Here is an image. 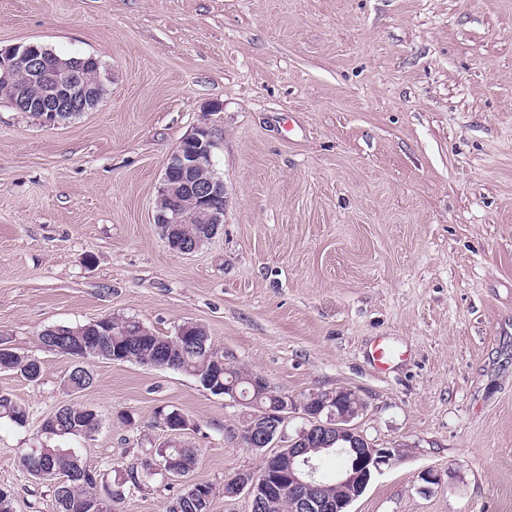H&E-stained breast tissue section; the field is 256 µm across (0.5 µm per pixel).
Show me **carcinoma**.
I'll return each instance as SVG.
<instances>
[{"label":"carcinoma","instance_id":"carcinoma-1","mask_svg":"<svg viewBox=\"0 0 512 512\" xmlns=\"http://www.w3.org/2000/svg\"><path fill=\"white\" fill-rule=\"evenodd\" d=\"M80 60L83 61L82 71L86 85L94 89L96 96L105 97L106 87L100 76V61L93 55H84ZM17 70L18 73L12 79L0 81V96L13 104L17 100L19 90L24 89L31 99L39 98V87L30 82L22 67H17ZM183 202L186 221L178 225L174 237L181 243L199 246L217 234L218 228L214 224L203 222L200 211L195 207L191 197H185ZM98 329L103 330L105 339L98 349L88 352V361L109 360L119 351L125 353L128 362L148 367L167 358L172 363V369L197 378L201 385L214 395L219 394L227 384L250 408L268 407L276 401L272 393L255 387L253 380L256 374L230 366L220 368L215 362V355L208 353V350L198 345H188L180 340L178 335L160 336L135 319L107 317L101 325L92 322L79 325L56 324L45 328L39 335V340L48 346L68 347L78 343L80 339L95 335ZM0 371H17L30 381H37L43 375L39 363L21 365L17 361H5L0 366ZM50 418L52 422L45 432L57 437L90 439L99 426L84 406L62 405L50 415ZM0 420L24 426L28 421V411L11 398L1 395ZM169 459L176 461L179 467L189 473L197 464L198 450L184 448L175 439L171 440V446L164 450L151 447L143 451L138 465L111 467L109 488L123 489L134 486L137 474L145 476L154 471L160 475L161 462ZM20 464L33 477L37 476L34 468L38 465L44 471L55 473L58 478H66V482L54 489L57 512H96L99 474L84 464L76 449L41 448L34 455L22 454ZM213 497L211 483L193 485L176 498L170 512H209ZM291 507L292 503L288 498L272 495L263 501L259 512H289Z\"/></svg>","mask_w":512,"mask_h":512}]
</instances>
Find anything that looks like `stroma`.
Here are the masks:
<instances>
[{
  "mask_svg": "<svg viewBox=\"0 0 512 512\" xmlns=\"http://www.w3.org/2000/svg\"><path fill=\"white\" fill-rule=\"evenodd\" d=\"M32 42L96 56L107 93L55 126L0 98V336L43 366L0 372L29 412L0 422L16 512H55L19 458L68 403L99 415L73 445L104 477L169 439L156 410L188 419L195 470L116 512L262 463L247 407L184 372L95 359L68 390L72 360L39 333L108 316L200 324L295 400L355 392L358 429L400 455L348 512H512V0H0V49ZM200 128L224 223L182 255L153 219ZM380 338L403 355L385 370Z\"/></svg>",
  "mask_w": 512,
  "mask_h": 512,
  "instance_id": "obj_1",
  "label": "stroma"
}]
</instances>
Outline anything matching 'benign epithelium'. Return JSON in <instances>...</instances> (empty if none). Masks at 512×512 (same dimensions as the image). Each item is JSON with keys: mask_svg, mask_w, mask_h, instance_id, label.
<instances>
[{"mask_svg": "<svg viewBox=\"0 0 512 512\" xmlns=\"http://www.w3.org/2000/svg\"><path fill=\"white\" fill-rule=\"evenodd\" d=\"M34 48L35 45L27 44L0 49V79L13 77L17 62L24 61L28 74L42 86L38 105L47 113L45 122L49 126L57 124V110L61 107L68 112L87 111L92 93L84 83L82 70H61L32 52ZM212 143V134L207 129H199L184 138L169 157L161 191L179 202L181 196L176 194L177 189L182 186L191 189L199 209L206 215V223L222 224L225 203L223 180L213 175L207 183L201 184L195 179L197 169L212 163ZM344 393L348 394V401L355 403V407L349 409L338 403L332 408L321 393L313 392L299 402L282 396L275 409L264 408L256 414L244 441L248 447L258 451L281 436L289 409L297 405L302 407L308 426L288 442V447L275 454L287 465L285 470L274 469L268 475L261 474L258 479L249 473L236 485L233 495L244 491L256 505L284 485L292 497L293 512H348V506L362 494L372 475L396 459L397 449L377 448L357 432L353 420L361 411V403L354 392L346 389ZM322 438L330 443L349 441L356 458L350 467L336 475V483L333 484L335 496L309 497L303 494V489L317 484L318 479L317 466L306 456L305 445Z\"/></svg>", "mask_w": 512, "mask_h": 512, "instance_id": "1", "label": "benign epithelium"}]
</instances>
